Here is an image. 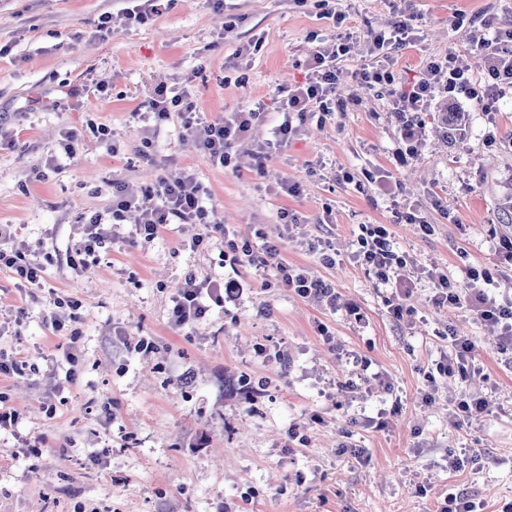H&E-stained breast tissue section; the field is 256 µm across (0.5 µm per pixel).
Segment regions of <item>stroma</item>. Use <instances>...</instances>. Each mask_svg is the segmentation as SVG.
Returning <instances> with one entry per match:
<instances>
[{
  "mask_svg": "<svg viewBox=\"0 0 512 512\" xmlns=\"http://www.w3.org/2000/svg\"><path fill=\"white\" fill-rule=\"evenodd\" d=\"M340 5L345 19L337 26L319 18L313 0H226L222 12L211 0H174L149 24L102 37L100 16L122 12L129 0H0V46L10 48L0 56V125L14 139L0 145V224L16 225L46 256L44 286L34 292L0 270V315L27 312L0 334V351L28 364L0 381L20 413L0 430V512H436L446 494L463 490L485 512L512 502V368L498 359V330L469 311L435 307L423 275L440 267L464 286L469 267H482L495 275L490 293L512 288V264L498 246L512 234L500 213L512 195V97L493 112L453 102L468 117L454 140L433 119L448 107L436 99L412 145L388 91L354 78L376 63L369 33L401 6L415 16L416 41L394 57L397 80L412 81L428 57L449 53L469 56L480 70L469 23L487 14L512 25V0ZM228 11L238 17L230 34ZM333 33L354 44L339 64L343 111L309 119L300 137L258 162L252 148L269 137L276 95L301 80L315 36ZM254 39L261 49L252 63L236 58ZM91 77L107 82V98L92 95L75 108V93ZM160 83L188 86L210 120L264 103L252 145L234 156L233 169L184 143L175 117L154 140L153 163H132L143 136L133 113ZM91 119L109 128V141L86 133ZM67 129L85 133L75 158L31 178ZM113 142L120 154L111 153ZM311 163L316 173H308ZM185 170L240 238L278 237L285 208L308 238L330 239L335 265L290 243L282 256L330 283L335 307L263 287L270 268L222 266L221 241L191 249V224L167 227L148 247L127 243L131 227L118 225L112 248L81 272L68 268L77 223L108 210L112 180L139 187ZM285 179L301 184L300 195L281 194ZM413 210L433 224L432 235L405 223ZM366 224L388 225L407 259L389 282L354 258ZM190 271L215 280L237 274L245 291L199 323L175 327L171 299ZM403 282L412 314L399 321L386 300ZM66 292L84 302L76 324L82 358L71 383L68 339L43 320L50 294ZM452 331L472 339L484 372L439 377L436 400L425 402L427 376L449 353ZM142 338L152 351L136 349ZM365 371L379 383L360 385ZM463 391L488 397L491 407L455 426L448 411ZM294 425L301 440L288 436ZM356 448L365 456H353ZM420 485L425 494H417Z\"/></svg>",
  "mask_w": 512,
  "mask_h": 512,
  "instance_id": "1",
  "label": "stroma"
}]
</instances>
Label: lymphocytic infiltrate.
Instances as JSON below:
<instances>
[{
	"mask_svg": "<svg viewBox=\"0 0 512 512\" xmlns=\"http://www.w3.org/2000/svg\"><path fill=\"white\" fill-rule=\"evenodd\" d=\"M412 20L411 13L395 10L390 25L372 33L368 41V50L378 58V66L359 73L366 85L389 88L392 110L401 124L403 139L417 140L421 124L416 115L428 111L436 98L450 100L461 94L481 105L483 111L492 112L500 99L512 94V27L499 25L492 17L471 23L470 39L484 63L482 76H475L468 56L451 53L428 58L417 82L407 89L397 88L388 63L393 53L406 47L412 39ZM349 52L350 45L343 38L321 41L304 63L303 81L278 100L276 112L280 120L271 131V140L259 146L257 158H269L273 150L286 146L313 114L323 117L334 114L339 106L338 63ZM143 106L140 118L147 124L148 134L135 150L138 159L152 161L153 135L159 134L162 124L175 116L180 121L183 140L190 142L212 165L222 168L231 166L236 147L248 143L252 125L262 112L261 105L257 104L226 118L208 120L202 118L188 91L165 85L153 87ZM208 200V192L191 172L175 178L160 176L153 185L140 189L130 188L123 180H113L111 206L107 212L83 217L80 239L67 262L73 270H82L86 256L105 248L109 240L107 227L111 224H134L135 231L130 237L134 244L152 242L167 225L193 224L198 232L191 240L192 248L221 239L224 258L230 264L259 261L273 267L274 275L265 280V287L289 291L313 303L335 305L334 288L281 257L285 242L291 241L318 253L323 263L331 265L336 261L331 242L306 239L298 217L283 210L279 213L284 225L283 237L264 240L261 247H254L251 240L238 238L226 225L220 224ZM358 245L356 259L381 279H388L392 269L407 264L405 256L395 251L386 225H366ZM37 255L33 244L19 238L12 225H0V269L9 271L18 287L41 286L45 269ZM426 277L433 287V301L437 306L466 309L478 319L499 326L497 352L501 364L511 366L512 295L498 298L488 294L486 287L494 280L492 272L486 268L470 269L471 285L467 288L457 287L440 268L428 270ZM243 291L242 281L233 277L222 281L202 280L195 273H188L172 299L171 322L179 328L193 325L205 319L213 308L237 300Z\"/></svg>",
	"mask_w": 512,
	"mask_h": 512,
	"instance_id": "lymphocytic-infiltrate-1",
	"label": "lymphocytic infiltrate"
}]
</instances>
